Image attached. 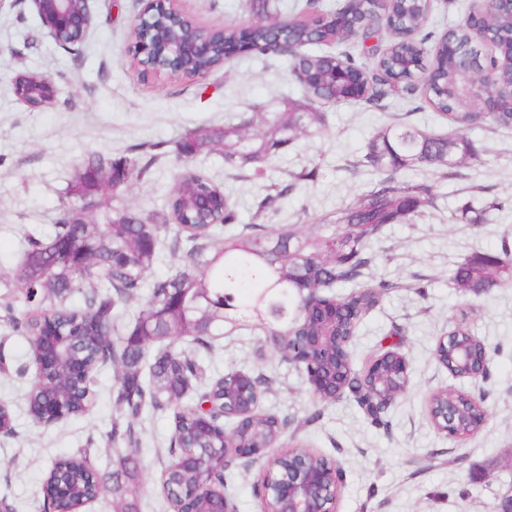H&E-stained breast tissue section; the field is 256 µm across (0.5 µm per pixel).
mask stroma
<instances>
[{"instance_id":"1","label":"stroma","mask_w":512,"mask_h":512,"mask_svg":"<svg viewBox=\"0 0 512 512\" xmlns=\"http://www.w3.org/2000/svg\"><path fill=\"white\" fill-rule=\"evenodd\" d=\"M473 0H431L419 31L436 41L461 23ZM196 24H248L246 0H176ZM146 0H91L94 24L77 50L47 37L29 0H0V274L11 273L23 251L22 235H51L64 210L63 192L90 155H127L140 143L158 156L150 174L112 197L116 210L150 214L162 209L178 170L176 145L198 126H221L241 116L276 112L283 98L303 95L286 59L275 54L234 55L219 71L201 79L164 73L143 76L127 47L133 18ZM24 73L51 78L55 103L33 108L14 93L12 78ZM321 131L300 136L264 176L237 177L213 153L194 165L229 192L243 224L271 228L295 225L301 237L324 234L342 205L366 194L379 175L369 166L348 169L368 140L399 121L435 133L450 127L422 97H390L380 107L357 103L320 105ZM482 162L465 163L442 174L420 165L400 180L429 186L430 206L419 216L387 226L372 244L370 273L393 288L366 317L350 346L355 371L393 336L410 363L408 389L375 423L351 394L320 403L304 374L266 342L262 330L241 324L225 328L217 355L198 351L208 375L246 369L264 378L263 411L284 421L282 444L297 439L315 454L342 467L344 486L338 512H502L512 497V282L474 294L454 284L458 265L476 252L512 247V130L481 122L463 129ZM287 187L273 208L259 209L271 185ZM475 207L495 202L482 223L456 218L466 201ZM466 321L489 352L485 378L452 377L434 356L451 325ZM0 352L9 363L0 372V403L9 405L13 431L0 433V499L13 512H42L41 483L53 462L88 450L99 470L128 443L111 440L120 407L115 371L95 375L94 403L80 417L39 426L25 394L36 365L25 338L0 316ZM448 388L482 398L488 420L478 432L453 438L429 420L428 397ZM139 439L141 491L138 512H171L159 489L170 456L173 428L169 410H147L134 422ZM256 468L242 464L225 473L226 495L235 512H261Z\"/></svg>"}]
</instances>
